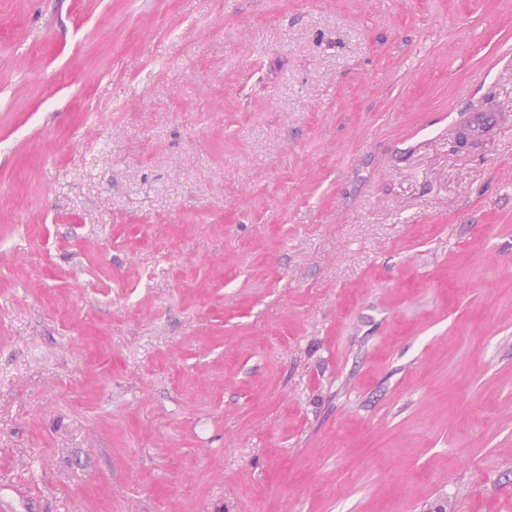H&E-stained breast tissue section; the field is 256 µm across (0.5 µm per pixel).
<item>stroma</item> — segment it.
Masks as SVG:
<instances>
[{"instance_id":"stroma-1","label":"stroma","mask_w":512,"mask_h":512,"mask_svg":"<svg viewBox=\"0 0 512 512\" xmlns=\"http://www.w3.org/2000/svg\"><path fill=\"white\" fill-rule=\"evenodd\" d=\"M512 0H0V504L512 512ZM455 106L408 151L406 131Z\"/></svg>"}]
</instances>
